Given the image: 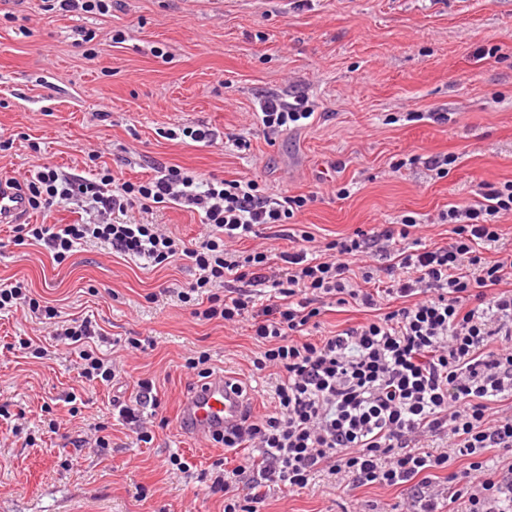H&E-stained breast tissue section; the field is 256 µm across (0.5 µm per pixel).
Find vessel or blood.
Here are the masks:
<instances>
[{"label": "vessel or blood", "mask_w": 512, "mask_h": 512, "mask_svg": "<svg viewBox=\"0 0 512 512\" xmlns=\"http://www.w3.org/2000/svg\"><path fill=\"white\" fill-rule=\"evenodd\" d=\"M29 217L27 202L14 184L0 180V224H21ZM246 399L234 392L223 374L199 382L183 398L180 422L183 431L209 439L237 424Z\"/></svg>", "instance_id": "b4317fda"}]
</instances>
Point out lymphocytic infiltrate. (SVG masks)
Here are the masks:
<instances>
[{
	"label": "lymphocytic infiltrate",
	"instance_id": "f902f5d3",
	"mask_svg": "<svg viewBox=\"0 0 512 512\" xmlns=\"http://www.w3.org/2000/svg\"><path fill=\"white\" fill-rule=\"evenodd\" d=\"M312 112L305 99H273L260 121L267 134L301 127ZM31 210L48 212L76 197L89 200L93 224H23V239L64 262L88 240L145 266L187 262L197 272L181 302L199 299L194 317L248 323L258 351L256 370L275 368L270 413H244L235 429L216 435L225 452H242L235 468H218L212 493L224 512H263L268 493L306 488L331 470L352 487L412 485L418 512H439L436 475L451 485L466 512H512V246L501 218L512 215V180L482 181L475 202L452 204L438 223L447 245L414 237L416 217L339 236L317 245L306 230L289 232L291 249L267 247L240 256L226 245L259 236L263 225L291 224L315 195L274 196L254 180H204L178 165L131 182L111 174L93 180L52 167L27 171L20 185ZM172 204L198 213L208 231L184 240L155 224L111 222L139 206ZM495 258H487V251ZM390 263L372 287L376 253ZM354 304L365 320L309 339L327 304ZM91 318L57 333L79 350L81 377L112 383L116 371L86 339ZM448 437L451 453L427 450ZM498 449L506 470L484 453ZM466 459L459 471L450 457ZM248 491L239 494L240 479Z\"/></svg>",
	"mask_w": 512,
	"mask_h": 512
}]
</instances>
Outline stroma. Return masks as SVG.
<instances>
[{
    "label": "stroma",
    "instance_id": "1",
    "mask_svg": "<svg viewBox=\"0 0 512 512\" xmlns=\"http://www.w3.org/2000/svg\"><path fill=\"white\" fill-rule=\"evenodd\" d=\"M78 27L94 32V59L75 45ZM493 46L499 57H487ZM300 96L313 116L268 139L255 117L261 104ZM199 125L210 142L168 136ZM0 136L13 141L0 151L3 180L51 166L83 177L107 168L137 182L177 164L205 178L253 179L279 196L317 192L296 222L320 243L413 214L418 237L443 246L440 211L475 201L482 181L512 179V0H116L105 15L0 0ZM439 153L459 157L442 179L407 163ZM341 186L348 198H337ZM126 219L188 240L204 231L180 208L136 207ZM13 235L0 225V284L23 283L58 320L96 319L119 377L85 382L43 316L0 313V512H224L222 495L197 479L222 445L182 433L176 419L197 381L185 361L200 351L238 380L249 409L270 411L248 325L192 315L177 298L195 277L186 262L146 267L88 243L59 264ZM130 336L156 345L129 349ZM27 339L46 355L27 354ZM137 378L155 382L169 420L147 444L112 410L133 403ZM40 419L62 426L30 432ZM97 424L109 447L85 445ZM173 452L194 479L173 474ZM336 482L323 471L298 492L271 491L265 512H413L410 487Z\"/></svg>",
    "mask_w": 512,
    "mask_h": 512
}]
</instances>
